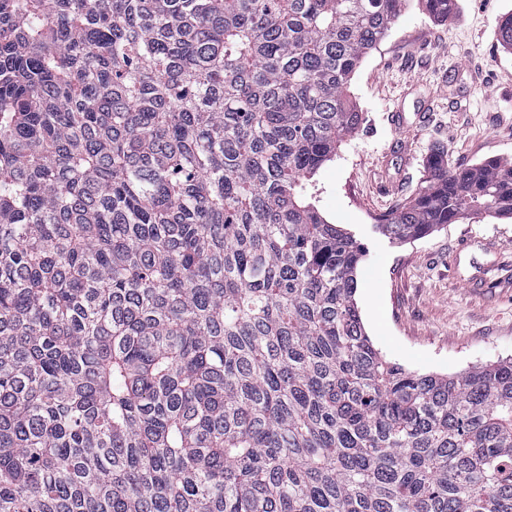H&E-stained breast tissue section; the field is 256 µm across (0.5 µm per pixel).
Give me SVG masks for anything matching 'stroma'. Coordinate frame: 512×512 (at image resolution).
<instances>
[{"label": "stroma", "instance_id": "obj_1", "mask_svg": "<svg viewBox=\"0 0 512 512\" xmlns=\"http://www.w3.org/2000/svg\"><path fill=\"white\" fill-rule=\"evenodd\" d=\"M511 14L512 0H456L438 22L406 0L352 80L356 134L313 178L327 220L366 250L355 294L366 333L412 371L452 376L512 358V219L471 213L402 244L376 229L423 186L433 152L453 166L512 160V50L498 40ZM497 263L504 285L466 290Z\"/></svg>", "mask_w": 512, "mask_h": 512}]
</instances>
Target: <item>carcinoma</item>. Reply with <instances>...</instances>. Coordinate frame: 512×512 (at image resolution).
<instances>
[{
    "instance_id": "carcinoma-1",
    "label": "carcinoma",
    "mask_w": 512,
    "mask_h": 512,
    "mask_svg": "<svg viewBox=\"0 0 512 512\" xmlns=\"http://www.w3.org/2000/svg\"><path fill=\"white\" fill-rule=\"evenodd\" d=\"M404 2L0 0V512H512V359L387 360L307 201ZM428 169L392 241L512 217Z\"/></svg>"
}]
</instances>
